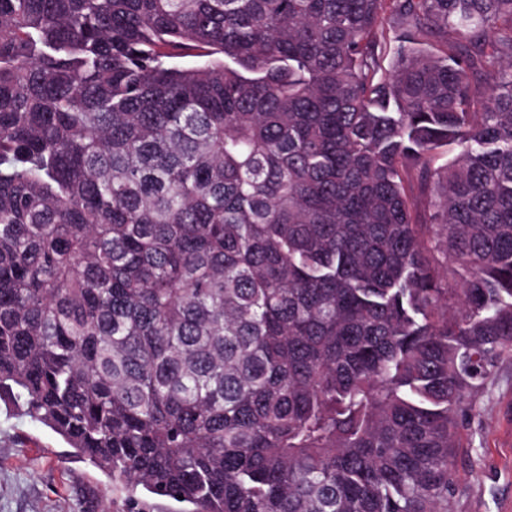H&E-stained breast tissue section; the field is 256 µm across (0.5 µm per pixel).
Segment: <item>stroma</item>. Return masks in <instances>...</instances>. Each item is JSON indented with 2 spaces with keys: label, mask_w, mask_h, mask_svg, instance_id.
Returning a JSON list of instances; mask_svg holds the SVG:
<instances>
[{
  "label": "stroma",
  "mask_w": 512,
  "mask_h": 512,
  "mask_svg": "<svg viewBox=\"0 0 512 512\" xmlns=\"http://www.w3.org/2000/svg\"><path fill=\"white\" fill-rule=\"evenodd\" d=\"M452 512H512V358L500 361L463 429ZM75 456L51 428L0 400V512H178Z\"/></svg>",
  "instance_id": "1"
}]
</instances>
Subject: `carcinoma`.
I'll list each match as a JSON object with an SVG mask.
<instances>
[{"label": "carcinoma", "instance_id": "carcinoma-1", "mask_svg": "<svg viewBox=\"0 0 512 512\" xmlns=\"http://www.w3.org/2000/svg\"><path fill=\"white\" fill-rule=\"evenodd\" d=\"M507 357L512 0H0V398L76 455L451 512Z\"/></svg>", "mask_w": 512, "mask_h": 512}]
</instances>
